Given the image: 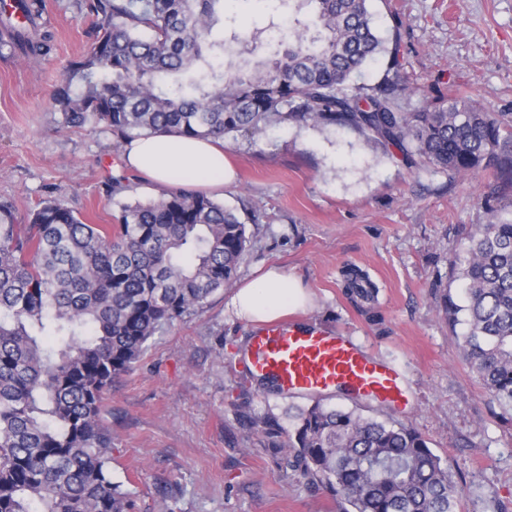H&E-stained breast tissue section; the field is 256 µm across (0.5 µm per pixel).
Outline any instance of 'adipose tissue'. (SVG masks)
Instances as JSON below:
<instances>
[{
  "label": "adipose tissue",
  "instance_id": "adipose-tissue-1",
  "mask_svg": "<svg viewBox=\"0 0 512 512\" xmlns=\"http://www.w3.org/2000/svg\"><path fill=\"white\" fill-rule=\"evenodd\" d=\"M128 168L164 189L205 190L222 194L234 179L220 140L179 134L142 136L124 146ZM309 298L290 274L267 270L236 289L231 304L240 319L272 322L306 308Z\"/></svg>",
  "mask_w": 512,
  "mask_h": 512
}]
</instances>
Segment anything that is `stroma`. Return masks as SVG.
I'll use <instances>...</instances> for the list:
<instances>
[{"mask_svg": "<svg viewBox=\"0 0 512 512\" xmlns=\"http://www.w3.org/2000/svg\"><path fill=\"white\" fill-rule=\"evenodd\" d=\"M272 0H226L228 24L244 34L271 19ZM384 36L401 35L409 102L458 93L489 112L512 113V0H370ZM84 0H46L41 24L51 50L21 60L0 45V201L27 215L47 197L109 224L121 204L158 197L127 168L105 127L68 129L52 105L56 85L92 45ZM237 180L220 200L256 213L236 280L277 265L313 303L294 318L357 342L397 368L408 391L395 418L413 425L463 490L462 512H512V423L466 366L464 325L437 309L461 298L460 264L472 225L488 220L491 171L467 179L398 159L347 129L283 122L258 138L224 141ZM127 188L110 194L108 181ZM355 267L376 285L372 312L345 294ZM214 293L202 312L165 328L134 370L105 394L112 480L133 493L135 512H339L270 448L267 421L288 432L310 398L262 388L240 350L251 324ZM268 430V431H269Z\"/></svg>", "mask_w": 512, "mask_h": 512, "instance_id": "1", "label": "stroma"}]
</instances>
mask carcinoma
I'll return each instance as SVG.
<instances>
[{"instance_id": "cac0c4a2", "label": "carcinoma", "mask_w": 512, "mask_h": 512, "mask_svg": "<svg viewBox=\"0 0 512 512\" xmlns=\"http://www.w3.org/2000/svg\"><path fill=\"white\" fill-rule=\"evenodd\" d=\"M95 40L70 63L53 103L69 128L198 138L266 134L280 121L349 129L409 167L452 179L488 166L497 203L512 206V113L458 94L406 109L399 34L374 26L369 0H279L291 33L270 43L225 31L224 0H85ZM33 29L17 34L42 56L44 0H17ZM374 85H350L376 56ZM89 224L51 198L26 218L0 203V512H133L112 482V430L103 401L112 379L140 362L165 326L232 286L248 250L233 208L198 191L166 189ZM464 360L512 411V222L491 214L468 235ZM289 464L322 485L340 512H458L462 489L414 428L315 400L283 441Z\"/></svg>"}]
</instances>
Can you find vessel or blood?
Masks as SVG:
<instances>
[{
  "label": "vessel or blood",
  "instance_id": "obj_1",
  "mask_svg": "<svg viewBox=\"0 0 512 512\" xmlns=\"http://www.w3.org/2000/svg\"><path fill=\"white\" fill-rule=\"evenodd\" d=\"M255 375L271 379L285 394L342 391L402 408L405 384L393 366L367 354L357 343L320 326L276 322L250 336Z\"/></svg>",
  "mask_w": 512,
  "mask_h": 512
}]
</instances>
